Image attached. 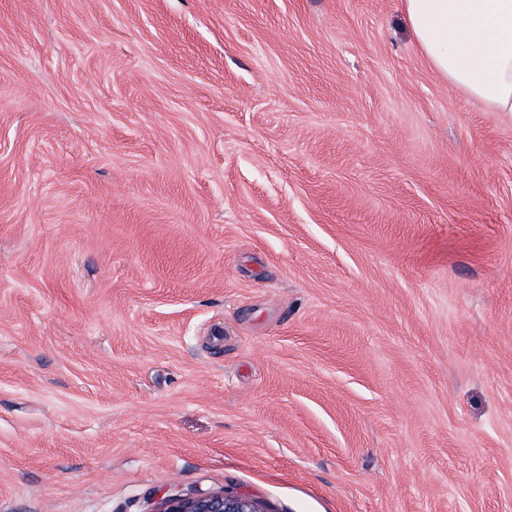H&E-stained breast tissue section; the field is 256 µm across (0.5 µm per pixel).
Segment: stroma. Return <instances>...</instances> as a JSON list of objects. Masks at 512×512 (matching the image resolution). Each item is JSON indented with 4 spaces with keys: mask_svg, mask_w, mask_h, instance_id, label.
<instances>
[{
    "mask_svg": "<svg viewBox=\"0 0 512 512\" xmlns=\"http://www.w3.org/2000/svg\"><path fill=\"white\" fill-rule=\"evenodd\" d=\"M512 512V113L401 0H0V512ZM151 512H265L261 504L242 494L224 491L199 495L176 492L162 497Z\"/></svg>",
    "mask_w": 512,
    "mask_h": 512,
    "instance_id": "35a3bbf8",
    "label": "stroma"
}]
</instances>
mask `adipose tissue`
Segmentation results:
<instances>
[{"instance_id":"ef3b65f1","label":"adipose tissue","mask_w":512,"mask_h":512,"mask_svg":"<svg viewBox=\"0 0 512 512\" xmlns=\"http://www.w3.org/2000/svg\"><path fill=\"white\" fill-rule=\"evenodd\" d=\"M418 46L449 83L512 112V0H402Z\"/></svg>"}]
</instances>
